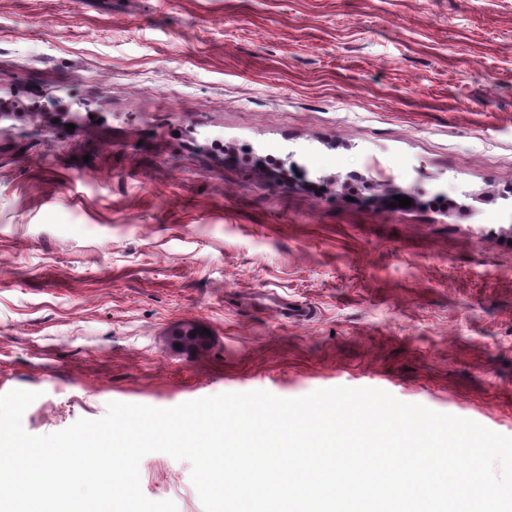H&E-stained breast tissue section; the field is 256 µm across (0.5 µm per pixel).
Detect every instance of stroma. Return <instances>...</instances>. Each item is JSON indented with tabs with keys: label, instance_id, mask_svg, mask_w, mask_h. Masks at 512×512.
Listing matches in <instances>:
<instances>
[{
	"label": "stroma",
	"instance_id": "1",
	"mask_svg": "<svg viewBox=\"0 0 512 512\" xmlns=\"http://www.w3.org/2000/svg\"><path fill=\"white\" fill-rule=\"evenodd\" d=\"M507 189L512 0H0V394L32 435L344 386L512 436Z\"/></svg>",
	"mask_w": 512,
	"mask_h": 512
}]
</instances>
